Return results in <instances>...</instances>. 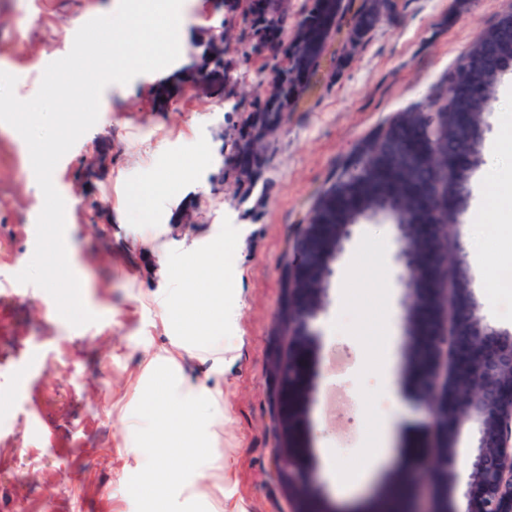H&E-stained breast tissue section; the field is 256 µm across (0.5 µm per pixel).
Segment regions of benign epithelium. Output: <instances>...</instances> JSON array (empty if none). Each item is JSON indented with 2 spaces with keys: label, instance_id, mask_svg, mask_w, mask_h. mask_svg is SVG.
Segmentation results:
<instances>
[{
  "label": "benign epithelium",
  "instance_id": "1",
  "mask_svg": "<svg viewBox=\"0 0 512 512\" xmlns=\"http://www.w3.org/2000/svg\"><path fill=\"white\" fill-rule=\"evenodd\" d=\"M496 49L485 48L478 61L479 69L493 73L500 68L498 54L512 47V41L500 37ZM494 109L489 93H484L481 110L460 101L450 110L453 125L474 140L485 138L489 130L487 116ZM421 124L433 147L444 144L438 138V119L420 115ZM442 172L431 167L427 181L411 189L418 220L404 224L396 219V209L368 210L359 215L358 223L388 224L393 229L394 263L397 282L404 288V303L409 311L419 309L423 315L433 311L437 303V283L445 275L448 255L442 243L448 225L459 228L465 211L453 209L439 197ZM356 223V224H358ZM356 224H336L335 231L322 249L294 244L303 264L299 270L310 275L309 280L290 281L295 291L304 288L320 294L330 286L335 273L334 264L341 257L351 240ZM480 306L472 287V276L459 280L455 289V316L446 328L436 326L429 332L427 341L439 355L454 351V376L460 382L476 383L479 394L469 403L464 413H459L448 386H440V370L432 368L421 374L419 380L422 413L421 429L428 435L442 438L441 468L435 476L423 475L421 461L412 459L406 466V477L419 489L431 494L432 489L446 481L448 466L457 457V439L461 429L471 424L476 432V444L467 459L470 472L480 471L485 481L477 484L468 480L460 491L463 507L458 512H512V390L499 382L505 372H512V330L485 322L477 315ZM323 308L305 307L289 319V329L297 336H310L311 322L318 319Z\"/></svg>",
  "mask_w": 512,
  "mask_h": 512
}]
</instances>
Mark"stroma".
<instances>
[{
    "mask_svg": "<svg viewBox=\"0 0 512 512\" xmlns=\"http://www.w3.org/2000/svg\"><path fill=\"white\" fill-rule=\"evenodd\" d=\"M114 0H0V65L16 76L19 99L32 98L46 66L66 56L77 30L110 14ZM371 0H341L319 65L259 142L255 181L228 162L241 120L234 101L209 86L167 84L162 72L137 75L103 91L101 113L57 164L65 201V238L98 320L71 326L53 298L16 276L30 262L44 197L18 133L0 127V144L19 157L0 169V512H139L144 486L124 451V426L137 410L148 355L172 331L154 298L186 257L224 261L225 301L239 318L224 330L223 362L184 356L192 379L219 388L224 423L209 452L224 461V493L208 512H380L393 485L404 503L419 495L402 473L424 452L418 432L417 336L411 335L395 282L392 235L383 224L358 226L330 288L311 294L325 305L323 333L288 332L298 298L288 291L294 241L316 196L339 163L371 132L426 101L481 34L512 12V0H391L369 40L351 35ZM187 25L174 69L202 67L219 77L209 47L216 33L235 43L226 0H183ZM104 206L92 218L88 204ZM112 227L110 239L97 224ZM479 315L512 329V288L492 278L512 270V237L464 224ZM347 346L342 376L361 407L328 422L331 347ZM303 360L307 400L290 397L281 367ZM356 431L348 448L339 433ZM386 434L383 454L374 444ZM299 448L312 475L298 488L279 460Z\"/></svg>",
    "mask_w": 512,
    "mask_h": 512,
    "instance_id": "1",
    "label": "stroma"
}]
</instances>
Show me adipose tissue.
<instances>
[{
    "instance_id": "adipose-tissue-1",
    "label": "adipose tissue",
    "mask_w": 512,
    "mask_h": 512,
    "mask_svg": "<svg viewBox=\"0 0 512 512\" xmlns=\"http://www.w3.org/2000/svg\"><path fill=\"white\" fill-rule=\"evenodd\" d=\"M158 302L178 334L168 349L148 359V371H164L166 380L131 417L125 432L126 451L146 484L142 512H171L174 497L200 503L224 487L223 463L204 451L214 426L224 418L222 405L211 387L185 377L177 363L206 339L223 340L225 327L238 318L236 307L224 302V272L215 258L197 266L192 275L172 279ZM198 303L209 309L207 324L195 317ZM163 448L179 449L185 468L172 472L159 454Z\"/></svg>"
}]
</instances>
